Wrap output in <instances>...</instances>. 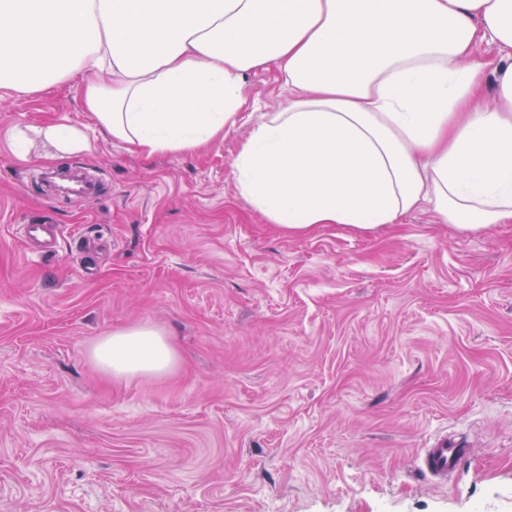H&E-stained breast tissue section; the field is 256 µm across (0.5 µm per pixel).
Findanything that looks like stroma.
<instances>
[{"label":"stroma","instance_id":"obj_1","mask_svg":"<svg viewBox=\"0 0 512 512\" xmlns=\"http://www.w3.org/2000/svg\"><path fill=\"white\" fill-rule=\"evenodd\" d=\"M82 94L0 102V512H512V223L474 234L425 204L284 234L233 168L291 97L273 66L193 154L130 152ZM47 124L89 149L18 152ZM64 163L102 193L50 187ZM30 214L63 225L54 255L24 251ZM138 327L171 368L104 370L97 344ZM439 438L469 450L445 484L418 470Z\"/></svg>","mask_w":512,"mask_h":512}]
</instances>
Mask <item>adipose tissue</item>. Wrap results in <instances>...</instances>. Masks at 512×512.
I'll list each match as a JSON object with an SVG mask.
<instances>
[{
    "label": "adipose tissue",
    "mask_w": 512,
    "mask_h": 512,
    "mask_svg": "<svg viewBox=\"0 0 512 512\" xmlns=\"http://www.w3.org/2000/svg\"><path fill=\"white\" fill-rule=\"evenodd\" d=\"M485 47L497 58L476 62ZM270 65L292 97L234 168L288 235L376 231L424 203L473 233L512 222V0H0V94L82 76L96 126L146 156L223 137ZM94 357L115 374L174 361L148 328Z\"/></svg>",
    "instance_id": "adipose-tissue-1"
}]
</instances>
